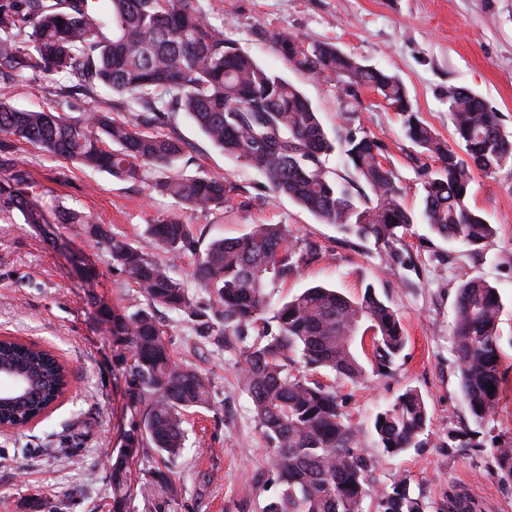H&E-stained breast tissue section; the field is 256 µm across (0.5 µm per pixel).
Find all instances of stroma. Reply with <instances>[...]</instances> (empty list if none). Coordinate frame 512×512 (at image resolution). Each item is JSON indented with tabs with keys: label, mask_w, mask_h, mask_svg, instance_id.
Masks as SVG:
<instances>
[{
	"label": "stroma",
	"mask_w": 512,
	"mask_h": 512,
	"mask_svg": "<svg viewBox=\"0 0 512 512\" xmlns=\"http://www.w3.org/2000/svg\"><path fill=\"white\" fill-rule=\"evenodd\" d=\"M260 65L298 87L338 137L355 129L380 139L404 191V204L421 207L420 163L403 135L402 118L381 98L364 90L352 114H345L334 82L288 65L271 33L286 30L311 41H329L359 61L396 73L420 117L442 137L452 131L448 88L461 85L482 96L512 132V0H200ZM4 98L19 109L52 108L79 116L89 108L77 78L28 73ZM169 134L187 145L180 173L225 180L236 201L200 212L177 206L150 187V177L122 180L111 174L49 156L29 143L0 135L27 161L37 193L60 199L113 233L144 243L147 224L169 216L193 227L201 245L232 239L255 224H282L300 245L320 257L270 291L272 301L322 284L358 296L365 286L400 316L406 345L384 374L353 383L329 371L315 380L335 386L352 425L363 434L373 468L364 507L378 512L377 490L407 479L425 512H448V497L464 493L480 512H512V475L498 470V442H512V379L495 414L474 425L464 403L452 328L459 273L495 285L501 295L502 363L512 375V167L487 176L475 173L471 203L498 226L482 253L411 225L399 249L402 267H390L383 247L345 238L333 226L285 198H275L265 179L214 147L198 126L177 114ZM53 238L20 214L0 213V336H12L52 350L67 364L70 389L49 415L33 425L0 434V512H25L26 498L44 512H112L108 462L138 416L122 376L125 361L112 344L98 305L143 304L144 298L110 257L82 235L77 224H58ZM95 262L100 276L87 284L79 257ZM161 323L176 360L191 364L209 380V408L185 416L186 449L172 465L178 494L154 486L159 457L147 451L132 465L142 488L125 512H265L275 496L269 453L240 375L241 342L232 335H199L195 324L174 312ZM423 395L427 426L423 445L401 454L381 448L372 432L376 412L406 388ZM474 426L471 444L449 447V432Z\"/></svg>",
	"instance_id": "1"
}]
</instances>
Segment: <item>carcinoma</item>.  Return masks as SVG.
Instances as JSON below:
<instances>
[{
    "label": "carcinoma",
    "instance_id": "obj_1",
    "mask_svg": "<svg viewBox=\"0 0 512 512\" xmlns=\"http://www.w3.org/2000/svg\"><path fill=\"white\" fill-rule=\"evenodd\" d=\"M0 0V85L31 71L78 79L93 106L74 118L51 110H19L0 99V135L30 143L53 157L98 168L124 180L152 171L151 188L194 210H218L235 187L208 175L175 171L186 152L177 136L159 132L185 113L216 148L261 174L268 191L287 197L334 226L347 238L383 246L386 261L400 263L396 244L417 220L437 237L470 251L485 249L497 234L470 199L473 174H494L512 165V133L487 103L464 86H448L454 144L420 118L404 82L364 65L335 44L309 42L288 31L273 34L278 53L295 68L336 82L345 106L359 89L380 96L404 116V136L435 165L422 170V207L403 203V188L384 145L349 130L335 145L319 113L288 80L257 63L210 20L199 0ZM103 87L136 113L130 122L112 120L95 98ZM340 151L353 180L329 166ZM0 211H18L26 224H82L96 246L109 253L139 288L147 306L100 304L112 343L131 353L123 372L140 422L124 435L112 456V512H123L134 481L130 461L147 448L174 463L185 447L184 414L211 404L207 379L174 359L155 311L179 312L200 332L217 327L253 342L244 346L242 377L271 451L279 490L267 512H364L371 459L362 433L343 409L336 388L293 373L292 356L312 372L333 371L352 382L368 372L390 369L406 344L397 312L371 286L358 297L313 286L272 306L267 289L299 273L318 257L280 224H256L245 235L211 241L204 250L192 226L167 217L147 227L149 244L174 259L190 252L197 274L217 297L213 316L198 309L172 266L95 224L57 199L39 201L26 162L0 155ZM498 288L460 275L453 336L461 392L469 414L481 424L493 416L502 392ZM355 329L374 332L372 357L364 365L350 341ZM0 366L31 379L26 400L0 408V419L22 423L42 413L64 391L66 370L51 352L9 337L0 339ZM494 393H488L489 386ZM428 413L413 388L380 410L373 428L380 447L399 454L422 445ZM500 470L512 474V445L496 448ZM379 512H424L401 478L377 494Z\"/></svg>",
    "mask_w": 512,
    "mask_h": 512
}]
</instances>
